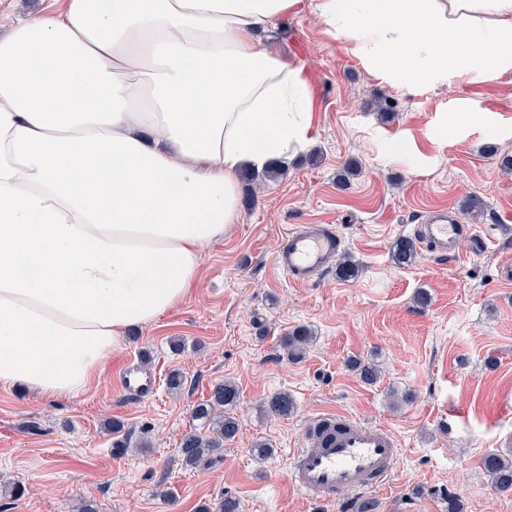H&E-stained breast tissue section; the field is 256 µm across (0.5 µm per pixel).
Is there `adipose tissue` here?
<instances>
[{"label":"adipose tissue","instance_id":"1","mask_svg":"<svg viewBox=\"0 0 512 512\" xmlns=\"http://www.w3.org/2000/svg\"><path fill=\"white\" fill-rule=\"evenodd\" d=\"M305 0H66L0 37V386L72 398L180 303L241 216L240 175L315 120L260 34ZM414 90L512 71V0H318Z\"/></svg>","mask_w":512,"mask_h":512}]
</instances>
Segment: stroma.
<instances>
[{"label": "stroma", "instance_id": "35a3bbf8", "mask_svg": "<svg viewBox=\"0 0 512 512\" xmlns=\"http://www.w3.org/2000/svg\"><path fill=\"white\" fill-rule=\"evenodd\" d=\"M316 3L264 35L311 75L308 146L282 178L242 182L241 220L205 248L189 295L130 331L97 383L68 399L0 386V484L24 488L1 497L0 512H77L86 500L98 512H200L227 493L242 512H355L356 495L318 503L285 484L290 451L325 412L384 426L401 443L392 476L368 494L375 512H447L452 495L465 512H512V492L493 490L480 470L485 453L512 448V170L501 165L512 157V72L397 89L326 33ZM353 159L362 172L340 185ZM474 196L477 212L467 208ZM439 205L495 246L479 255L463 243L445 263L420 251L397 266L394 242ZM306 224L336 228L357 278H285L275 258L288 231ZM421 290L424 307L414 301ZM298 325L314 339L295 362L278 339ZM354 356L380 366L376 384L350 370ZM131 358L162 377L181 369L184 389L126 397L117 381ZM227 380L240 392L237 435L221 459L183 465L194 405ZM284 390L295 413L266 412L267 397ZM394 390L416 398L394 405ZM120 438L127 450L117 455ZM259 441L274 448L263 461L252 454Z\"/></svg>", "mask_w": 512, "mask_h": 512}]
</instances>
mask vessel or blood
<instances>
[{"label": "vessel or blood", "instance_id": "b4317fda", "mask_svg": "<svg viewBox=\"0 0 512 512\" xmlns=\"http://www.w3.org/2000/svg\"><path fill=\"white\" fill-rule=\"evenodd\" d=\"M476 251L489 250L492 238L462 223L453 208H429L414 241L418 249L440 258L455 257L464 241ZM343 242L335 229L309 225L293 229L280 249L276 264L297 285L316 281L337 262ZM156 374L133 364L120 371L123 392L140 396L157 388ZM401 455L396 436L386 427L367 424L336 413L319 417L301 447L290 454L286 482L309 498L335 501L339 495L381 487L394 471Z\"/></svg>", "mask_w": 512, "mask_h": 512}]
</instances>
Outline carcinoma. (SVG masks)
<instances>
[{
  "label": "carcinoma",
  "mask_w": 512,
  "mask_h": 512,
  "mask_svg": "<svg viewBox=\"0 0 512 512\" xmlns=\"http://www.w3.org/2000/svg\"><path fill=\"white\" fill-rule=\"evenodd\" d=\"M416 251L411 240L402 238L393 245L395 264L408 266L415 259ZM313 338V331L304 325L296 326L281 338V346L288 358L297 361L304 357L306 347ZM349 366L358 372L360 379L368 384L377 382L379 369L370 361L358 358L349 361ZM239 401V388L232 382L219 383L211 389L209 397L198 403L192 412L193 420L201 422V431L185 434L179 446L182 462L194 467L203 461L211 462L221 457L224 441L232 439L238 432L239 420L234 409ZM296 403L286 391L278 392L265 402L266 411L286 417L295 410ZM481 471L499 491H512V454L502 451L486 453L480 462ZM202 512H241L239 499L224 495L215 507H204Z\"/></svg>",
  "instance_id": "1"
}]
</instances>
